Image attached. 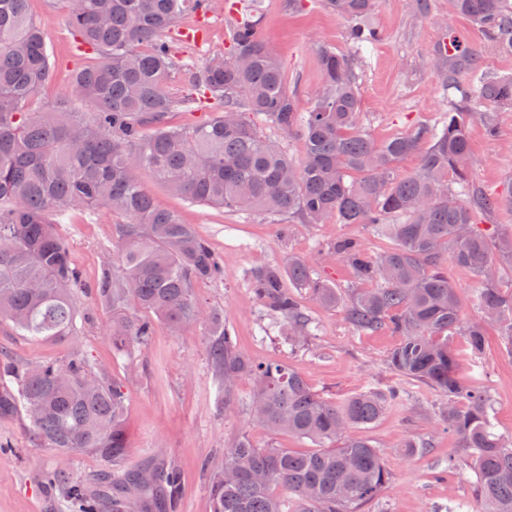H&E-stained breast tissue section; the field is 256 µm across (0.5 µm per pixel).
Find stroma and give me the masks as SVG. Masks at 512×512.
Listing matches in <instances>:
<instances>
[{
  "instance_id": "stroma-1",
  "label": "stroma",
  "mask_w": 512,
  "mask_h": 512,
  "mask_svg": "<svg viewBox=\"0 0 512 512\" xmlns=\"http://www.w3.org/2000/svg\"><path fill=\"white\" fill-rule=\"evenodd\" d=\"M428 3L427 13L422 14L417 0H379L367 20L378 39L358 54L348 40V22L318 0H260L257 33L279 58L302 112L309 109L322 84L318 45L355 54L364 130L381 143L441 124L454 95L448 90L445 70L435 63V53L448 32L464 35L479 49L477 63L483 70L512 74V56L489 48L480 29L450 12L448 0ZM29 9L43 28L54 72L27 104V111L45 112L62 102L89 111V104L72 91V75L98 62V54L80 44L66 0H30ZM237 17L234 0H216L202 39L178 43V51L199 65L212 55L227 53ZM498 118L496 137L486 136L480 126L471 127L469 159L474 186L503 201L500 208L477 219L478 230L494 245L512 240V112H501ZM143 183L158 206L195 225L220 257L223 279L199 284L196 294L206 310L222 314L226 328L252 360L283 361L300 372L318 395L336 402L364 392L401 391V398L375 424L359 431L383 452L392 474L390 485L364 512H447L458 501L468 502L469 512H479L476 477L467 462L469 449L457 437L434 428L444 397L429 386L401 379L387 364L400 342L398 336L386 329L359 332L348 324L343 306L322 307L305 294L301 302L318 329L291 352L281 343L279 318L263 309L251 293L249 277L254 268L291 256L305 261L315 276L346 288L353 273L329 252V245L343 236L354 237L378 254L389 248V240L374 237L365 224H339L332 219L307 224L295 215L270 221L189 203L148 175ZM118 221V216L101 209L75 214L71 223L59 227L87 282L74 293L82 326L78 338L35 342L1 323L0 354L17 364L62 362L76 349L87 354L97 370L122 385L127 395L129 466L148 464L154 453H164L183 471L176 512H211L206 469L221 464L225 449L241 435L261 448L304 451L311 443L268 434L254 422L249 408L251 379H242L235 403L225 405L208 358L207 321L177 333L157 324L146 345L134 347L129 358L113 359L106 334L112 312L96 299L89 284L102 264L116 257L112 227ZM453 348L458 376L488 392L496 432L512 436V357L504 355L496 330H489L481 355H474L460 337ZM410 441L421 443V450L407 449ZM452 457L459 461L453 471L448 468ZM58 459L55 449L35 445L25 411L1 417L0 512H65L43 482Z\"/></svg>"
}]
</instances>
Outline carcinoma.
<instances>
[{
    "label": "carcinoma",
    "mask_w": 512,
    "mask_h": 512,
    "mask_svg": "<svg viewBox=\"0 0 512 512\" xmlns=\"http://www.w3.org/2000/svg\"><path fill=\"white\" fill-rule=\"evenodd\" d=\"M189 0H68L82 44L100 61L75 75L72 90L95 112H27L24 106L51 79L53 63L29 0H0V323L34 340L67 341L80 333L73 291L82 286L58 225L76 211L106 209L122 218L112 241L121 263L105 262L92 284L112 308L108 336L117 357L144 345L162 321L177 332L200 316L199 283L222 278L224 268L207 239L174 212L157 207L142 182L151 174L192 204L270 217L296 214L307 224L334 218L367 224L390 240L374 254L343 237L330 252L353 271L347 289L348 323L362 332L388 329L401 337L390 368L448 399L437 421L470 449L481 512H512V438L494 432L492 403L456 376L455 335L483 351L494 324L512 356V291L499 286L500 270L487 238L475 227L480 212L502 201L478 191L468 169L469 130L489 137L492 108L512 106V76L490 77L476 66V49L448 35V89L459 93L442 125L397 134L381 145L362 131L354 58L329 45L318 54L323 81L310 108L297 109L280 61L257 34L258 18L236 23L228 54L197 66L175 49L174 26ZM378 0H325L350 22L356 43L375 41L364 22ZM454 13L481 28L490 45L512 54V0H451ZM467 70L468 83L457 74ZM187 77L173 93L171 76ZM205 96L217 106L211 120L172 127L175 107L189 110ZM266 118L282 133H298L303 157L294 161L280 142L263 137L244 111ZM152 126L148 138L142 129ZM419 153L418 171L397 164ZM477 279L472 303L480 318L462 324V300L444 264ZM378 283V288L364 284ZM291 287H286V284ZM256 300L280 316L285 340L297 348L311 335V318L296 288L333 307L341 290L315 277L294 257L256 269ZM208 357L224 403L238 382L255 387L254 419L273 433L309 440L314 448H259L241 435L210 473L212 512H361L390 483L380 449L354 429L375 423L396 391L358 394L341 403L318 396L306 379L280 361L256 363L238 347L217 311L208 315ZM0 416L25 408L35 440L64 454L92 452L112 474L90 486L64 461L46 473L69 512H131L162 499L177 506L181 471L158 455L140 468L127 466L122 386L95 372L80 352L64 362L18 366L0 363ZM288 494L284 499L278 493Z\"/></svg>",
    "instance_id": "obj_1"
}]
</instances>
